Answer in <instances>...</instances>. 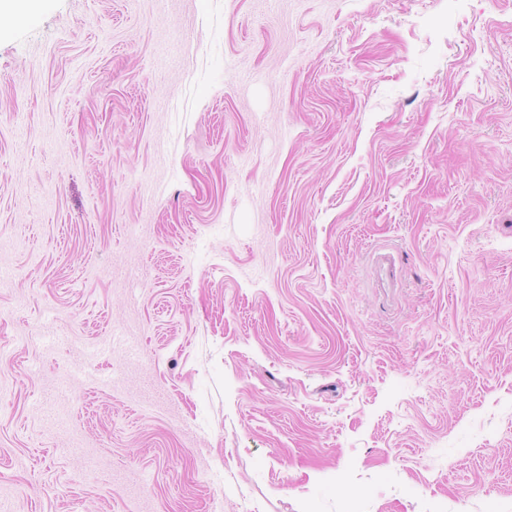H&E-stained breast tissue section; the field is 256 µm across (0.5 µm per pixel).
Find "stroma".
<instances>
[{
	"label": "stroma",
	"mask_w": 512,
	"mask_h": 512,
	"mask_svg": "<svg viewBox=\"0 0 512 512\" xmlns=\"http://www.w3.org/2000/svg\"><path fill=\"white\" fill-rule=\"evenodd\" d=\"M0 512H512V0L1 29Z\"/></svg>",
	"instance_id": "stroma-1"
}]
</instances>
